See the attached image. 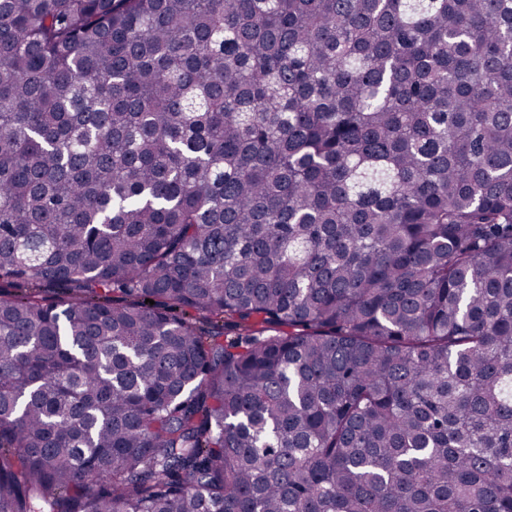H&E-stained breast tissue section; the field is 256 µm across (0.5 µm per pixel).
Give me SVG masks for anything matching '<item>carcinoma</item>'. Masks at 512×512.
<instances>
[{"label": "carcinoma", "mask_w": 512, "mask_h": 512, "mask_svg": "<svg viewBox=\"0 0 512 512\" xmlns=\"http://www.w3.org/2000/svg\"><path fill=\"white\" fill-rule=\"evenodd\" d=\"M0 280V512H512V0H0Z\"/></svg>", "instance_id": "cac0c4a2"}]
</instances>
